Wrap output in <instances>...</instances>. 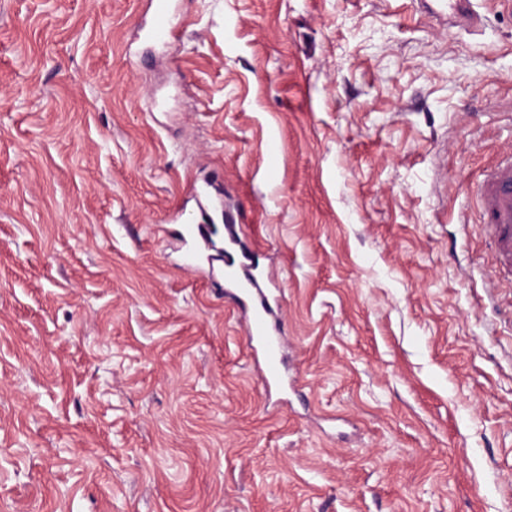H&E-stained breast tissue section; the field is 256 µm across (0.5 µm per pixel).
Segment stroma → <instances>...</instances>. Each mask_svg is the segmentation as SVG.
<instances>
[{
  "label": "stroma",
  "instance_id": "1",
  "mask_svg": "<svg viewBox=\"0 0 512 512\" xmlns=\"http://www.w3.org/2000/svg\"><path fill=\"white\" fill-rule=\"evenodd\" d=\"M0 0V512H512V304L485 169L512 9ZM212 182L282 283L296 389L179 265ZM173 0H155L153 23L150 37L155 41L168 44L169 39L175 35V28L171 25V12ZM448 25H462L476 29L480 18L471 10L472 0H448Z\"/></svg>",
  "mask_w": 512,
  "mask_h": 512
}]
</instances>
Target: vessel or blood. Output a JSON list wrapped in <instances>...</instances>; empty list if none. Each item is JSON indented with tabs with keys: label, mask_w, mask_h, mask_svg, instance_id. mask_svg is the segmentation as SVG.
Here are the masks:
<instances>
[{
	"label": "vessel or blood",
	"mask_w": 512,
	"mask_h": 512,
	"mask_svg": "<svg viewBox=\"0 0 512 512\" xmlns=\"http://www.w3.org/2000/svg\"><path fill=\"white\" fill-rule=\"evenodd\" d=\"M472 0H448V22L477 28L479 17L471 9ZM173 0H155L150 36L155 41L168 43L175 35L171 25ZM196 209L179 208L172 220L181 226V236L186 247L185 265L197 270L212 236L213 215L222 208L220 201L198 190ZM478 222L491 250L494 263L488 277L493 288L502 294L512 293V155L501 157L484 175L476 196ZM216 261L224 266V286L242 302L247 319L249 347H260L263 352V384L272 387L282 381L279 353L283 345L277 323L270 321L269 300L264 283L251 272L248 256L233 232L224 236V250L216 254Z\"/></svg>",
	"instance_id": "vessel-or-blood-1"
}]
</instances>
